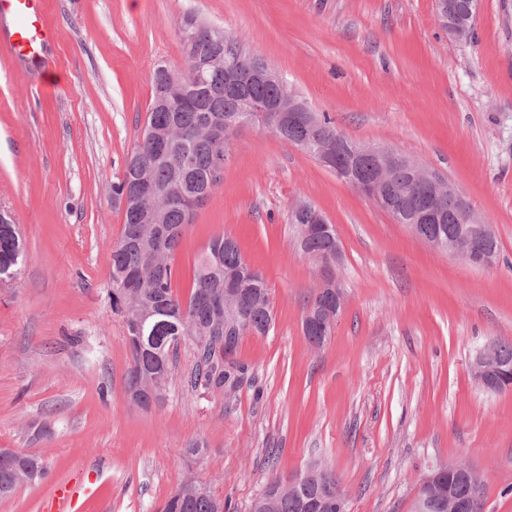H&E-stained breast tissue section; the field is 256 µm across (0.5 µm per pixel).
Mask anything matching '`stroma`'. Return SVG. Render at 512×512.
I'll use <instances>...</instances> for the list:
<instances>
[{
  "instance_id": "obj_1",
  "label": "stroma",
  "mask_w": 512,
  "mask_h": 512,
  "mask_svg": "<svg viewBox=\"0 0 512 512\" xmlns=\"http://www.w3.org/2000/svg\"><path fill=\"white\" fill-rule=\"evenodd\" d=\"M224 28L337 131L396 148L437 171L493 224L497 262L437 252L312 156L246 125L224 178L174 256L187 297L217 234L271 289L275 321L235 358L250 379L233 400L193 391L180 346L172 383L132 404L130 351L113 314L112 194L140 138L154 69L181 67L185 16ZM54 32L38 64L13 53L0 21V210L24 241L0 281V448L38 455L47 478L0 512H53L58 485L86 488L74 512H158L185 477L249 512L269 475L333 470L348 512H413L420 480L464 463L485 480L484 512H512V391L489 392L472 362L512 340V0H478L475 37L450 41L435 0H46ZM335 225L346 295L331 340L301 333L316 287L290 211ZM194 438L205 455L187 454Z\"/></svg>"
}]
</instances>
